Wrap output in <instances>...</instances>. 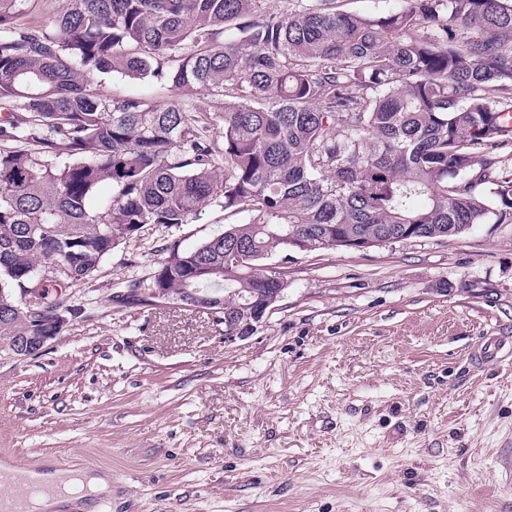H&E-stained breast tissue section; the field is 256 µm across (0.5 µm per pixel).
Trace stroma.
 I'll return each instance as SVG.
<instances>
[{
    "label": "stroma",
    "instance_id": "obj_1",
    "mask_svg": "<svg viewBox=\"0 0 512 512\" xmlns=\"http://www.w3.org/2000/svg\"><path fill=\"white\" fill-rule=\"evenodd\" d=\"M99 91L178 98L117 73ZM242 220L146 226L40 354L0 345V464L65 453L110 478V512H512V360L469 359L512 336V224L289 253L282 298L229 345L206 310L113 303L166 246Z\"/></svg>",
    "mask_w": 512,
    "mask_h": 512
}]
</instances>
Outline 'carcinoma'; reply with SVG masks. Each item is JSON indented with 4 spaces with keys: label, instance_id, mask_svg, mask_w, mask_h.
<instances>
[{
    "label": "carcinoma",
    "instance_id": "obj_1",
    "mask_svg": "<svg viewBox=\"0 0 512 512\" xmlns=\"http://www.w3.org/2000/svg\"><path fill=\"white\" fill-rule=\"evenodd\" d=\"M0 0V340L57 333L67 289L147 225L215 203L248 219L165 249L149 289H196L240 324L281 289L271 259L334 236L397 242L512 223V0H68L48 28ZM119 73L224 99L222 142L186 102L114 98ZM110 184L106 196L100 184ZM397 0H338L340 9L361 13H379L398 5Z\"/></svg>",
    "mask_w": 512,
    "mask_h": 512
}]
</instances>
